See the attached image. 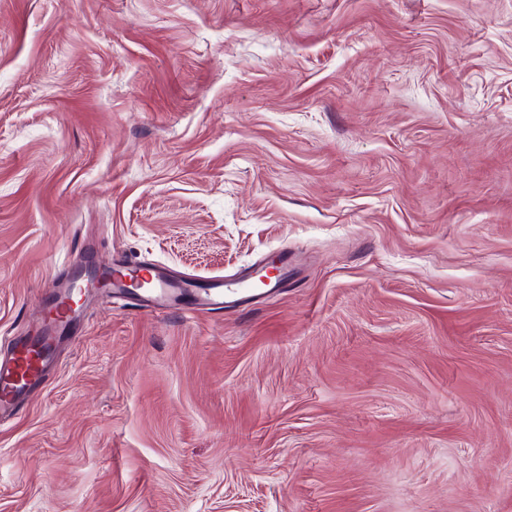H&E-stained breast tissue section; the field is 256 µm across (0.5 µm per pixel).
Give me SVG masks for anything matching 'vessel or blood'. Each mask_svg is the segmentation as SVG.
Wrapping results in <instances>:
<instances>
[{
  "mask_svg": "<svg viewBox=\"0 0 512 512\" xmlns=\"http://www.w3.org/2000/svg\"><path fill=\"white\" fill-rule=\"evenodd\" d=\"M152 280V288L142 292L141 297L156 310L177 306L189 292L194 295L193 309L197 312L221 310L256 293L248 275L214 277L196 286L168 279L158 272ZM72 312L67 296H52L39 329L33 335L15 338L12 354L0 357L1 419L11 416L26 393L43 383L54 359L57 335L65 328Z\"/></svg>",
  "mask_w": 512,
  "mask_h": 512,
  "instance_id": "obj_1",
  "label": "vessel or blood"
}]
</instances>
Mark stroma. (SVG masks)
<instances>
[{
	"instance_id": "stroma-1",
	"label": "stroma",
	"mask_w": 512,
	"mask_h": 512,
	"mask_svg": "<svg viewBox=\"0 0 512 512\" xmlns=\"http://www.w3.org/2000/svg\"><path fill=\"white\" fill-rule=\"evenodd\" d=\"M0 512H512V0H0ZM152 280L153 287L142 291L139 297L150 302L154 311L177 306L191 287L195 288L192 308L195 312L221 310L259 293L250 275L213 277L208 283L195 284L192 281L170 280L154 270ZM69 297L53 295L39 329L32 336L16 337L12 354L0 357L1 419L11 416L26 393L43 383L54 359L57 334L74 312Z\"/></svg>"
}]
</instances>
